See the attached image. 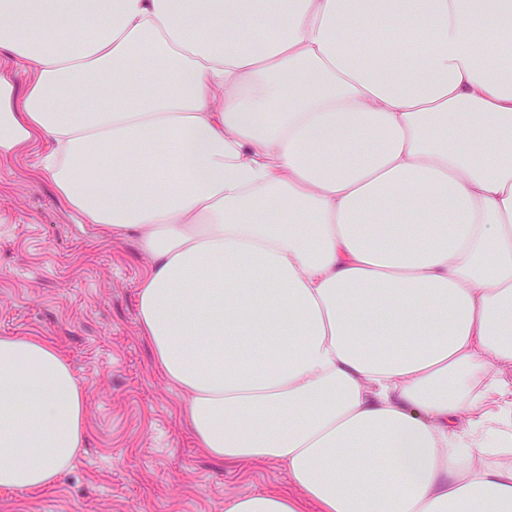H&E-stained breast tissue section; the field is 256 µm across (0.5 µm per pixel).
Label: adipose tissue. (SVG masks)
Instances as JSON below:
<instances>
[{"label": "adipose tissue", "mask_w": 512, "mask_h": 512, "mask_svg": "<svg viewBox=\"0 0 512 512\" xmlns=\"http://www.w3.org/2000/svg\"><path fill=\"white\" fill-rule=\"evenodd\" d=\"M506 31L512 0H0V159L44 141L62 201L136 236L198 447L298 490L225 512H512ZM85 437L54 343L0 336V487Z\"/></svg>", "instance_id": "obj_1"}]
</instances>
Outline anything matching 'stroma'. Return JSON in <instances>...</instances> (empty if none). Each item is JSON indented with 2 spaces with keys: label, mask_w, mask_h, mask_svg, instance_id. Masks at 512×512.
<instances>
[{
  "label": "stroma",
  "mask_w": 512,
  "mask_h": 512,
  "mask_svg": "<svg viewBox=\"0 0 512 512\" xmlns=\"http://www.w3.org/2000/svg\"><path fill=\"white\" fill-rule=\"evenodd\" d=\"M40 149L0 161V336L57 346L85 391L87 437L53 486L0 488V512H224L237 495L295 493L283 466L197 448L185 396L139 331L147 258L135 236H103L66 206L36 172Z\"/></svg>",
  "instance_id": "obj_1"
}]
</instances>
